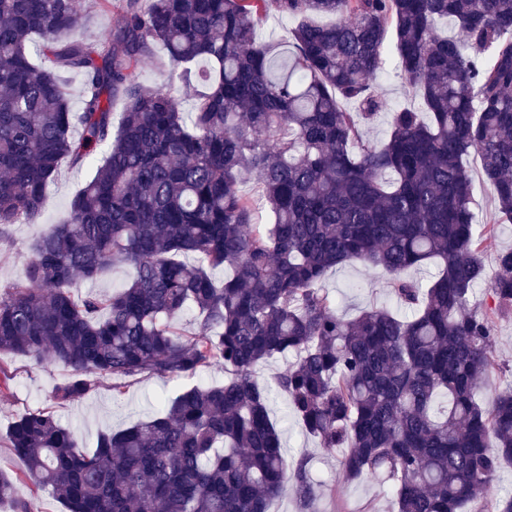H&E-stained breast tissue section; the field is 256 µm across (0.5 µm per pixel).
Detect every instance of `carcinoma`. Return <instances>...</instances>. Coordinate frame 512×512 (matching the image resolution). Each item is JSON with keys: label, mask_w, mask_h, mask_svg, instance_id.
I'll return each instance as SVG.
<instances>
[{"label": "carcinoma", "mask_w": 512, "mask_h": 512, "mask_svg": "<svg viewBox=\"0 0 512 512\" xmlns=\"http://www.w3.org/2000/svg\"><path fill=\"white\" fill-rule=\"evenodd\" d=\"M140 2L91 0L119 20L87 41L74 35L76 0H0V240L41 214L62 161L103 151L68 218L0 284V350L69 369L56 404L104 382L120 394L143 375L222 366L228 377L100 434L91 451L49 408L20 416L0 440L26 470L0 469V503L34 512L24 483L65 512H270L290 483L307 508L316 484L306 459L285 457L268 411L276 391L321 447L345 449L346 479L390 484L398 512L480 500L512 512V493L489 497L512 461V384L480 401L494 320L512 312V248L487 272L464 165L479 157L493 223H512V0ZM272 11L296 21L287 46L256 40ZM389 39L417 108L385 110ZM154 44L176 78L203 87L193 111L136 81ZM60 71L81 78L78 112ZM384 111L387 138L365 140ZM248 177L270 224L239 189ZM352 261L386 271L409 314H338L323 281ZM430 264L429 285L405 277ZM110 266L131 280L73 290ZM480 285L493 306L474 301ZM286 354L274 387L254 379Z\"/></svg>", "instance_id": "obj_1"}]
</instances>
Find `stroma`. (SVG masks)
Instances as JSON below:
<instances>
[{"mask_svg":"<svg viewBox=\"0 0 512 512\" xmlns=\"http://www.w3.org/2000/svg\"><path fill=\"white\" fill-rule=\"evenodd\" d=\"M139 82L148 88L170 89L181 102L183 111H191L195 98L184 93L178 80L171 77V66L165 49L155 47L151 56L136 66ZM96 170L95 161L82 169L62 165L58 177L49 189L48 201L42 213L29 224L11 228L12 245L0 246V281L7 282L22 275L31 255L34 241L51 225L66 219L75 193L89 181ZM323 286L344 317L352 318L364 308L385 306L396 308L397 301L388 286L387 274L379 269L366 270L354 262L331 271ZM495 350L486 385L484 402H491L507 383L512 382V314L495 322ZM0 367L12 372L9 389L0 391V434L19 416L51 405L50 395L67 372L54 364L35 365L31 360L7 351L0 352ZM224 369L209 368L195 379L140 376L132 380L121 397H113L107 386H100L81 402L54 409L55 416L72 427L86 445H93L97 435L117 432L151 416L158 398H170L191 387L192 383L220 384ZM271 418L282 432V442L289 461L307 458L312 477L318 484L317 497L309 508H301L293 485H286L273 501L271 512H397L395 496L389 485L360 478L353 481L342 476V449L320 447L316 438L306 434L286 416L282 398H275Z\"/></svg>","mask_w":512,"mask_h":512,"instance_id":"stroma-1","label":"stroma"}]
</instances>
